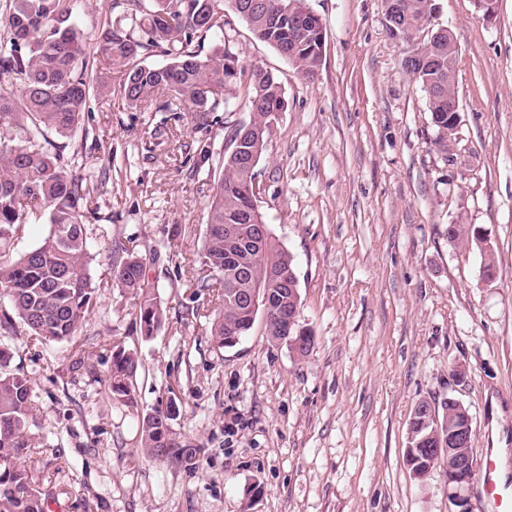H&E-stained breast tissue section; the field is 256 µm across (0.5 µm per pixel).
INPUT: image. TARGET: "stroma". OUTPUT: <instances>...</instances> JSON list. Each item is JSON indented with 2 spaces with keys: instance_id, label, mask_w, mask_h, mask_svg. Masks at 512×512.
<instances>
[{
  "instance_id": "obj_1",
  "label": "stroma",
  "mask_w": 512,
  "mask_h": 512,
  "mask_svg": "<svg viewBox=\"0 0 512 512\" xmlns=\"http://www.w3.org/2000/svg\"><path fill=\"white\" fill-rule=\"evenodd\" d=\"M324 49L306 79L227 14L224 46L272 72L285 108L258 165L257 206L293 255L312 336L307 357L270 342L263 320L237 346H214L188 315L211 179L191 175L223 124L128 107L119 86L91 92L83 130L53 142L64 169L103 177L85 229L92 310L70 343L6 339L11 368L32 380L27 463L50 512H448L442 471L405 463L421 399L447 421L468 406L477 448L512 449V0L485 19L477 0H437L435 26L456 41V145L435 146L425 92L402 68L383 0H306ZM125 0H74L87 51ZM489 234L497 277L448 227ZM157 251L147 277L179 333L140 332L135 299L112 286L113 240ZM140 362L132 399L109 388L112 349ZM175 401L176 437L200 446L195 468L141 452L139 420Z\"/></svg>"
}]
</instances>
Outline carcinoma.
Listing matches in <instances>:
<instances>
[{
    "mask_svg": "<svg viewBox=\"0 0 512 512\" xmlns=\"http://www.w3.org/2000/svg\"><path fill=\"white\" fill-rule=\"evenodd\" d=\"M126 13L102 24L99 52L105 68L120 74V87L128 105L148 108L168 97L160 112H179L186 104L199 123L206 125L216 112H233L240 87L246 88L249 121L259 128L283 103L281 84L269 71L245 68L221 45L224 6L230 0H126ZM252 5L246 20L253 36L272 46L305 77L321 65L324 36L303 29L294 21L307 10L305 0H242ZM400 20L388 27L392 38L406 44L404 55L417 62L408 74L421 86L438 135L435 144L448 153L444 128L448 111V76L456 73V51L448 33L432 29L429 40L419 34L432 25L436 0H400ZM0 79L18 85L17 91L0 90V247L37 211L47 212L48 233L30 250L13 255L0 250V296L39 343L69 342L78 335L90 314L92 299L88 266L92 260L85 232L88 199L94 183L67 174L57 154L48 149L50 135L71 136L80 126L90 97L89 60L83 38L73 19V0H5L0 10ZM214 42L202 55L201 45ZM166 63H146L154 54ZM230 125V142L243 136L247 155L223 152V171L212 179L205 232L198 262L200 269L187 284L192 294H213V308H194L192 314L211 318L215 346L232 348L253 328L256 318L241 311L238 296L257 284L280 294L283 306L301 304L293 256L272 237L256 255L247 276L234 273L232 259L248 247L255 214L252 184L257 168L250 160L262 159L270 132L243 135ZM213 158L211 146L202 145L193 156L191 172L199 173ZM448 242L480 249L477 228L448 225ZM112 286L137 298L141 334L147 338L173 327L167 306L146 278V266L137 251L118 242L111 248ZM274 343L299 340L292 349L307 356L312 337L288 339L274 322L266 323ZM11 354L0 347V512H47L48 499L36 487L24 465L26 450L35 447L30 428L33 403L31 379L9 369ZM138 367L136 356L124 349L112 353L111 391L120 400L131 399L130 385ZM171 417L157 410L141 419V447L153 458H173L196 465L198 449L173 437Z\"/></svg>",
    "mask_w": 512,
    "mask_h": 512,
    "instance_id": "obj_1",
    "label": "carcinoma"
}]
</instances>
